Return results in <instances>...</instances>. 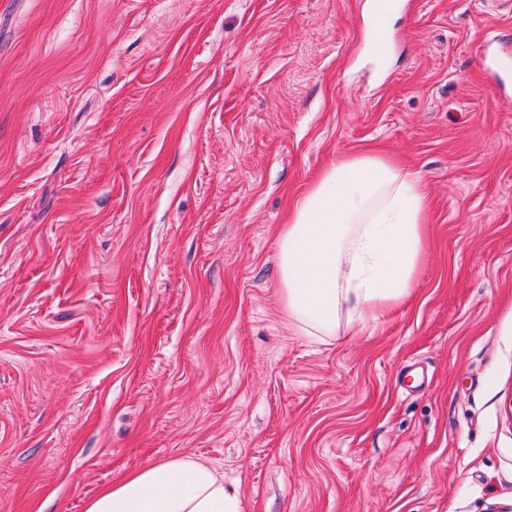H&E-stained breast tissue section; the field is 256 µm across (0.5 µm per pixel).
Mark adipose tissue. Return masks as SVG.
Masks as SVG:
<instances>
[{
    "label": "adipose tissue",
    "mask_w": 512,
    "mask_h": 512,
    "mask_svg": "<svg viewBox=\"0 0 512 512\" xmlns=\"http://www.w3.org/2000/svg\"><path fill=\"white\" fill-rule=\"evenodd\" d=\"M421 179L375 152L340 156L294 204L278 241L283 304L310 336L378 321L410 294L425 254ZM85 512H234L206 463L161 461L87 501Z\"/></svg>",
    "instance_id": "adipose-tissue-1"
}]
</instances>
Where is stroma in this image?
Wrapping results in <instances>:
<instances>
[{
    "instance_id": "1",
    "label": "stroma",
    "mask_w": 512,
    "mask_h": 512,
    "mask_svg": "<svg viewBox=\"0 0 512 512\" xmlns=\"http://www.w3.org/2000/svg\"><path fill=\"white\" fill-rule=\"evenodd\" d=\"M0 0V512L191 457L238 512L512 504V0ZM429 195L408 302L309 336L278 232L339 155ZM414 364L418 381L400 382ZM373 7L369 15V23L376 38L369 47L370 55L376 60H383L390 51L389 42L384 37L383 15L394 12L399 6V0H372ZM481 65L499 84L506 85L510 82L512 86V60L502 54L495 38L485 42Z\"/></svg>"
}]
</instances>
